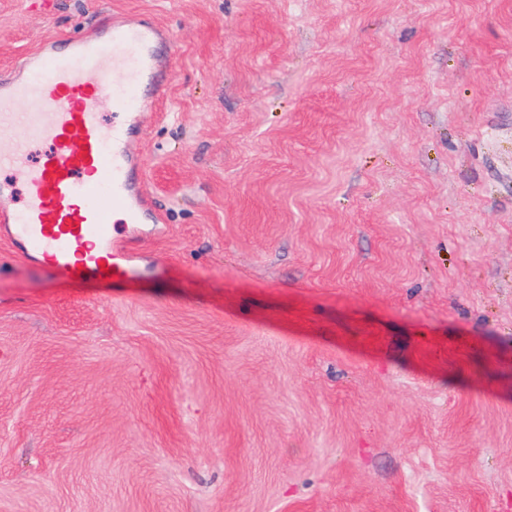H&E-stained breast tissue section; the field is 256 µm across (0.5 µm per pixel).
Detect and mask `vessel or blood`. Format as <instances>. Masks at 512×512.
I'll return each instance as SVG.
<instances>
[{
	"mask_svg": "<svg viewBox=\"0 0 512 512\" xmlns=\"http://www.w3.org/2000/svg\"><path fill=\"white\" fill-rule=\"evenodd\" d=\"M161 45L177 43L152 18L112 12L92 34L44 40L0 72V131L25 134L0 152V237L48 274L123 280L135 254L113 241V216L163 221L129 147L168 96ZM18 102L25 111H12Z\"/></svg>",
	"mask_w": 512,
	"mask_h": 512,
	"instance_id": "b4317fda",
	"label": "vessel or blood"
}]
</instances>
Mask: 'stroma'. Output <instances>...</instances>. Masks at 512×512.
<instances>
[{
	"instance_id": "35a3bbf8",
	"label": "stroma",
	"mask_w": 512,
	"mask_h": 512,
	"mask_svg": "<svg viewBox=\"0 0 512 512\" xmlns=\"http://www.w3.org/2000/svg\"><path fill=\"white\" fill-rule=\"evenodd\" d=\"M113 11L165 222L0 238V512H512V0H0V70Z\"/></svg>"
}]
</instances>
